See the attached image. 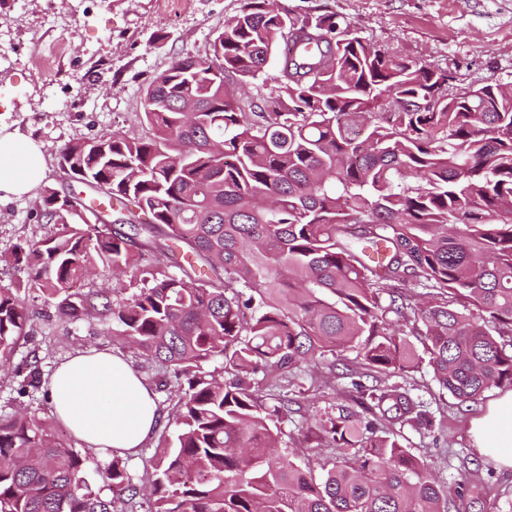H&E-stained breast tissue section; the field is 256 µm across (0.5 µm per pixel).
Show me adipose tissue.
<instances>
[{
  "instance_id": "obj_1",
  "label": "adipose tissue",
  "mask_w": 512,
  "mask_h": 512,
  "mask_svg": "<svg viewBox=\"0 0 512 512\" xmlns=\"http://www.w3.org/2000/svg\"><path fill=\"white\" fill-rule=\"evenodd\" d=\"M44 175V158L34 144L14 134L0 135V199L29 193ZM47 388L56 417L95 451L136 453L159 422L153 393L113 353H77L55 369ZM473 435L481 454L512 468L511 390L474 423Z\"/></svg>"
}]
</instances>
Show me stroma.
<instances>
[{"mask_svg":"<svg viewBox=\"0 0 512 512\" xmlns=\"http://www.w3.org/2000/svg\"><path fill=\"white\" fill-rule=\"evenodd\" d=\"M243 0H55L58 22H51L46 0H0V41L16 42L14 54L0 62V130L34 142L46 161L42 188L0 202V287L26 279L10 255L24 242L54 234L55 225L36 217L43 187L68 185L60 151L72 141L104 134L152 138L143 122L142 96L148 83L179 56L211 55L226 20ZM294 17L323 9L344 16L359 36L391 58L414 60L451 74L450 91L488 83H512V0H276ZM72 98L70 109L54 108L57 96ZM32 318L21 352L37 351L45 373H52L78 352L112 350L111 337L98 317L70 324L55 319L42 298L27 296ZM385 384L405 386L423 402L426 418L405 426L402 442L421 457L444 484L471 471L474 483L454 497L449 512H512V469L481 455L471 424L500 396L487 391L482 400L464 406L442 391L427 362L406 375L385 377ZM345 380L313 371L294 396V413L282 428L298 436L324 409L350 405ZM13 367L0 369V413L25 409L49 417L53 411L42 393L22 396Z\"/></svg>","mask_w":512,"mask_h":512,"instance_id":"1","label":"stroma"}]
</instances>
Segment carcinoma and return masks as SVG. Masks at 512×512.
<instances>
[{
    "label": "carcinoma",
    "mask_w": 512,
    "mask_h": 512,
    "mask_svg": "<svg viewBox=\"0 0 512 512\" xmlns=\"http://www.w3.org/2000/svg\"><path fill=\"white\" fill-rule=\"evenodd\" d=\"M213 59L186 54L145 89L143 140L105 134L61 166L107 202L41 197L58 226L19 245L25 283L0 288V363L30 316L29 291L68 322L97 313L177 389L171 438L146 471L154 499L112 452L95 486L87 453L32 412L0 416V512H448L444 486L398 439L421 403L400 385L351 382L375 420L343 406L302 434L315 470L279 452L286 388L311 367L402 374L422 337L459 403L512 387V88L437 95L440 73L394 60L325 9L296 18L243 0ZM278 63V94L244 103L236 81ZM119 296L80 291L97 263ZM396 320H391L389 314ZM20 393L46 379L35 355Z\"/></svg>",
    "instance_id": "cac0c4a2"
}]
</instances>
